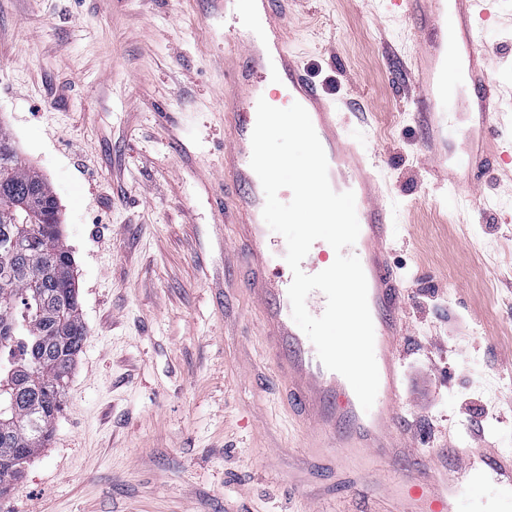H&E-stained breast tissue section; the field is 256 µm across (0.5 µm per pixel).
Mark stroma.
<instances>
[{"mask_svg":"<svg viewBox=\"0 0 512 512\" xmlns=\"http://www.w3.org/2000/svg\"><path fill=\"white\" fill-rule=\"evenodd\" d=\"M488 69L512 113V0ZM418 23L390 0H298L293 47L359 113L407 290L419 450L512 451V181L461 221L406 89ZM0 125L50 182L87 330L53 437L0 512H359L340 471L288 481L302 442L256 341L202 178L224 155V15L211 0H0Z\"/></svg>","mask_w":512,"mask_h":512,"instance_id":"stroma-1","label":"stroma"}]
</instances>
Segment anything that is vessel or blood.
<instances>
[{"mask_svg":"<svg viewBox=\"0 0 512 512\" xmlns=\"http://www.w3.org/2000/svg\"><path fill=\"white\" fill-rule=\"evenodd\" d=\"M257 2L270 43L242 28L224 30V157L223 174L211 186L215 222L236 228L232 254L259 314L258 341L283 385L288 415L308 447L302 468L290 475L291 482L310 486L319 468L339 462L357 490L412 450L402 414L406 297L390 262L391 214L384 202L378 158L350 134L341 112L289 45L291 0ZM404 2L409 14L428 30L424 48L413 59V101L430 133L426 150L436 164L438 182L455 195L460 211L485 210L486 198L478 195L474 185L456 179L454 172L463 169L478 177L489 163L512 165V152L491 153L484 145L497 123L495 89L488 74L492 48L485 39L488 0ZM269 47L289 102L300 103L311 118L327 157L332 189L355 194L360 224L355 249L368 283L380 377L376 400L367 412L347 380L324 367L294 323L288 297L293 275L283 270L281 249L271 242L262 217L265 195L250 159L257 103L265 95ZM330 250L327 242L315 241L301 263L302 270L320 272ZM449 454L458 465L452 472L445 467ZM477 462L497 484L512 487L511 452L455 442L448 453L421 455L398 484L372 489L369 512H412L421 502L430 512H451L466 491L462 472Z\"/></svg>","mask_w":512,"mask_h":512,"instance_id":"vessel-or-blood-1","label":"vessel or blood"}]
</instances>
